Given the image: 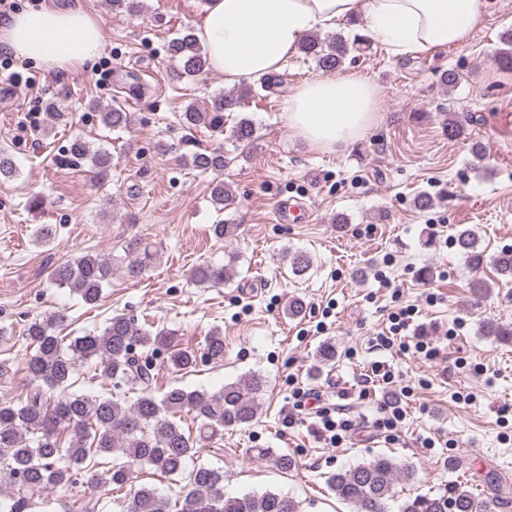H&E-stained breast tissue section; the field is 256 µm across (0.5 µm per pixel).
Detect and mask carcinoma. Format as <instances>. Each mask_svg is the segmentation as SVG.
<instances>
[{
    "instance_id": "1",
    "label": "carcinoma",
    "mask_w": 512,
    "mask_h": 512,
    "mask_svg": "<svg viewBox=\"0 0 512 512\" xmlns=\"http://www.w3.org/2000/svg\"><path fill=\"white\" fill-rule=\"evenodd\" d=\"M505 49L498 56L504 69L512 68V31L501 35ZM367 38L353 41L341 36L322 39L311 35L300 52L315 61L319 71L341 68L352 49ZM174 62L175 78H194L209 68L204 46L192 28L184 29L167 44ZM254 88L217 94L208 111L190 106L180 115L188 128L204 125L215 132H228L237 146L248 149L256 140L251 120L238 116ZM104 127L125 130L132 113L115 103L98 113ZM73 162L88 161L98 188H103L112 170V152L75 137L68 148ZM183 159L193 169L219 173L230 163L224 150L192 151ZM236 195L220 180L211 189V200L219 211L234 204ZM455 245L474 268L484 262L479 240L464 229L455 234ZM130 275H137L154 259L149 246L134 240L128 244ZM502 275L512 276V249L491 257ZM238 276L235 257L223 264L203 263L191 270V279L207 288L230 284ZM52 278L80 296L86 305L101 300L103 287L112 279V261L101 255L71 258L52 271ZM70 326L67 309L44 313L24 328L21 339L32 351L26 363L29 379L25 396L13 398L16 374L7 362L0 363V512H28L55 489L79 483L97 492L130 482L136 465H149L168 477L187 476V485L172 500L157 489L142 486L124 500L123 512H301L290 496L274 491L227 496L224 470L206 465L187 469V463L208 442L224 435V429L252 423L260 409L266 382L250 374L225 384L220 390L191 389L172 385L159 392L158 371L151 355L166 354L167 366L189 371L198 363L224 361V335L214 329L196 348L180 346L176 331L164 326L142 325L124 313L112 315L100 332L64 336ZM88 362L108 380L112 390L103 396L74 390L76 364ZM136 398L127 399V391ZM192 416L197 429L181 425L182 414ZM112 456L101 468L98 458ZM416 478V470L393 458L378 455L326 478L336 498L355 512H386L397 483ZM399 512H486L485 501L459 487L451 496H417L405 501Z\"/></svg>"
}]
</instances>
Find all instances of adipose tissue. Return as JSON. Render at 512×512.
<instances>
[{"label": "adipose tissue", "instance_id": "ef3b65f1", "mask_svg": "<svg viewBox=\"0 0 512 512\" xmlns=\"http://www.w3.org/2000/svg\"><path fill=\"white\" fill-rule=\"evenodd\" d=\"M489 0H207L195 23L211 70L225 81L278 71L313 32L355 20L400 52L431 54L466 43L483 25ZM101 23L78 7L41 0L0 23V48L48 70L92 68L104 49ZM381 91L353 73L304 82L282 117L309 148L338 152L379 120Z\"/></svg>", "mask_w": 512, "mask_h": 512}]
</instances>
